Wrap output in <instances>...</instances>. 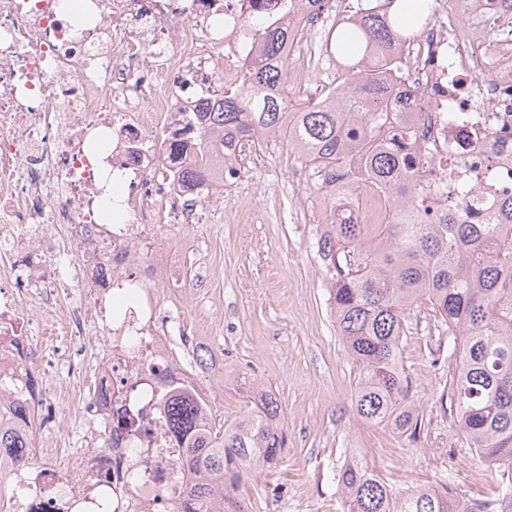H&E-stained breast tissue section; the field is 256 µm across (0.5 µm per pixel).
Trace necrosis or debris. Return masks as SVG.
Masks as SVG:
<instances>
[{
	"mask_svg": "<svg viewBox=\"0 0 512 512\" xmlns=\"http://www.w3.org/2000/svg\"><path fill=\"white\" fill-rule=\"evenodd\" d=\"M435 19L402 49L403 74L381 73L425 172L468 181L477 197L512 194V0H437ZM294 0H0V418L26 403L53 431L55 400L35 367L53 365L89 432L77 466L56 449L0 461V512H167L187 479L165 429L163 396L190 381L158 335L160 300L189 293L169 250L143 254L157 224H194L210 189H175L173 130L194 105L241 84L258 42L246 24L289 23L292 82L311 76V39L341 15ZM500 34L488 60L484 36ZM463 121L450 124L449 105ZM65 336L45 354L35 339ZM127 414V427L117 420Z\"/></svg>",
	"mask_w": 512,
	"mask_h": 512,
	"instance_id": "obj_1",
	"label": "necrosis or debris"
}]
</instances>
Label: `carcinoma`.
Instances as JSON below:
<instances>
[{
	"label": "carcinoma",
	"instance_id": "1",
	"mask_svg": "<svg viewBox=\"0 0 512 512\" xmlns=\"http://www.w3.org/2000/svg\"><path fill=\"white\" fill-rule=\"evenodd\" d=\"M403 0H347L346 16L327 30L321 53L342 59L343 91L330 84L314 102L293 108L285 49L289 25L261 32L258 49L245 58L243 81L199 109L198 128L171 136L169 155L181 159L194 145L191 163L177 168V187L191 191L205 181L224 182L240 145L277 134L313 167L319 186L343 180L353 195L368 176L392 189L389 223L377 241H362L354 207L331 202V234L319 239L330 314L336 334L360 366L353 396L356 414L414 438L423 416L403 368L401 344L407 313L428 305L448 331L456 357L448 397L451 413L469 447L499 477L497 496L468 503L448 487L396 490L352 457L339 473L345 512H512V197L489 199L487 222L448 202L439 221L427 222L433 189L424 183L422 159L403 153L411 128L401 112L379 100L367 66L401 72L407 58L393 49L434 19L425 7L408 25ZM249 409L232 421L204 416L200 395L171 393L164 426L184 451L193 478L174 498L171 512H251L240 489L288 446L281 405L273 392L247 373L233 377ZM23 405L14 424L0 423V456L21 457L33 427Z\"/></svg>",
	"mask_w": 512,
	"mask_h": 512
}]
</instances>
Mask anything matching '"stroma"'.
<instances>
[{"mask_svg": "<svg viewBox=\"0 0 512 512\" xmlns=\"http://www.w3.org/2000/svg\"><path fill=\"white\" fill-rule=\"evenodd\" d=\"M303 161L284 137H273L239 161L240 178L213 187L196 224H159V244L181 256L187 282L205 285L186 299L163 300L160 330L217 414L245 409L227 371L254 375L276 394L288 431L278 466L258 471L241 490L252 512H343L337 478L359 455L398 489L448 486L459 497L491 498L494 476L468 447L442 403L454 360L439 352L441 336L426 308L411 311L403 365L413 378L423 423L417 439L364 422L353 409L359 365L343 348L327 308L316 253V221L329 200L293 172ZM193 336L221 368L191 366L182 339ZM57 439L75 461L93 419L77 402H60Z\"/></svg>", "mask_w": 512, "mask_h": 512, "instance_id": "35a3bbf8", "label": "stroma"}]
</instances>
